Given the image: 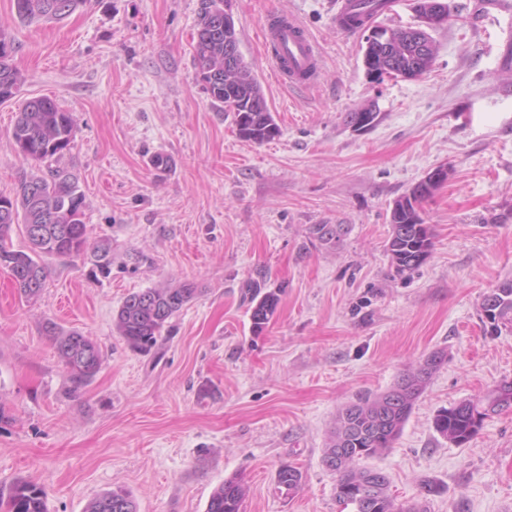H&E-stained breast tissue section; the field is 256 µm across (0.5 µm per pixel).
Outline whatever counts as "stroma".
<instances>
[{
	"instance_id": "stroma-1",
	"label": "stroma",
	"mask_w": 512,
	"mask_h": 512,
	"mask_svg": "<svg viewBox=\"0 0 512 512\" xmlns=\"http://www.w3.org/2000/svg\"><path fill=\"white\" fill-rule=\"evenodd\" d=\"M491 0H447L436 54L415 79H372L363 32L336 24L340 0H231L239 48L279 127L240 139L192 65L200 0H88L59 23H21L0 0V30L25 81L0 103V193L35 171L11 139L21 101L49 96L77 123L61 160L85 195L93 254L48 257L37 300L0 266V491L47 492L49 512H84L115 487L139 512H206L239 475L241 512H345L322 462L337 412L391 388L432 351L446 359L393 448L369 459L398 503L437 481L429 512H512V409L469 443L434 427L441 409L512 380V332L480 311L512 280V17ZM296 16L317 41L318 83L282 85L262 36L269 11ZM379 122L353 131L348 112ZM170 166L154 168L155 155ZM447 182L424 205L434 248L396 276L390 209L427 172ZM315 224L338 237L315 238ZM279 290L275 318L252 333L253 280ZM190 282L198 295L148 351L114 327L127 295ZM96 342L100 369L74 385L47 322ZM303 473L295 495L280 465Z\"/></svg>"
}]
</instances>
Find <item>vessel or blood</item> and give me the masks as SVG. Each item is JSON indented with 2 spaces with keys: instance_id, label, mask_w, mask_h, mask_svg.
Here are the masks:
<instances>
[{
  "instance_id": "b4317fda",
  "label": "vessel or blood",
  "mask_w": 512,
  "mask_h": 512,
  "mask_svg": "<svg viewBox=\"0 0 512 512\" xmlns=\"http://www.w3.org/2000/svg\"><path fill=\"white\" fill-rule=\"evenodd\" d=\"M262 34L282 83L290 86L316 83L320 70L319 50L295 16L269 12Z\"/></svg>"
}]
</instances>
